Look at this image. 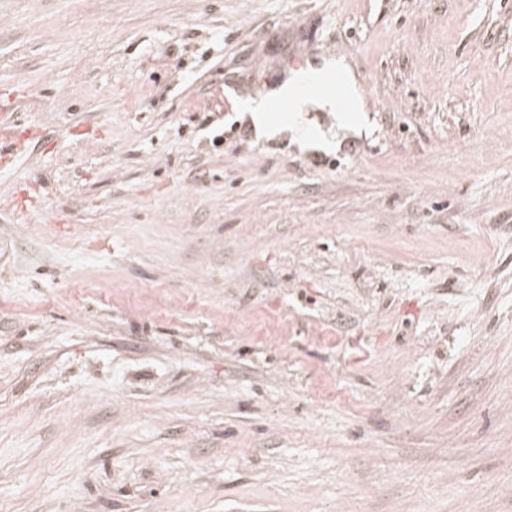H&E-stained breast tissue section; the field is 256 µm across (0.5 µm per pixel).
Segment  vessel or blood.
Returning a JSON list of instances; mask_svg holds the SVG:
<instances>
[{"label":"vessel or blood","mask_w":512,"mask_h":512,"mask_svg":"<svg viewBox=\"0 0 512 512\" xmlns=\"http://www.w3.org/2000/svg\"><path fill=\"white\" fill-rule=\"evenodd\" d=\"M318 99L330 101L339 112L350 109L347 90L339 73L316 75L304 71L297 75L292 92L282 96L271 108L270 118L275 122L285 120L290 113Z\"/></svg>","instance_id":"obj_1"}]
</instances>
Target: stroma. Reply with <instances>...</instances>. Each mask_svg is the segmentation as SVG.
<instances>
[{
	"mask_svg": "<svg viewBox=\"0 0 512 512\" xmlns=\"http://www.w3.org/2000/svg\"><path fill=\"white\" fill-rule=\"evenodd\" d=\"M3 105L0 512H512V0H0ZM308 69L317 72L336 70L338 73L316 75L308 73V71L301 72L297 77L295 75L288 78V83L272 89L258 98L250 96L238 98L237 112L247 115L255 132L269 137L276 136L284 130V127L270 124L266 112L287 89H290L295 77L296 81L291 94L287 93L282 96L269 111L270 119L273 122L288 120L289 113L297 112L309 101L318 99L330 101L338 112H348L350 103L347 90L351 100V112H368V103L358 90L353 69L345 56L336 55L330 59H323L321 63L309 66ZM339 73L342 75L346 87ZM331 103L322 101L325 108L332 107Z\"/></svg>",
	"mask_w": 512,
	"mask_h": 512,
	"instance_id": "1",
	"label": "stroma"
}]
</instances>
